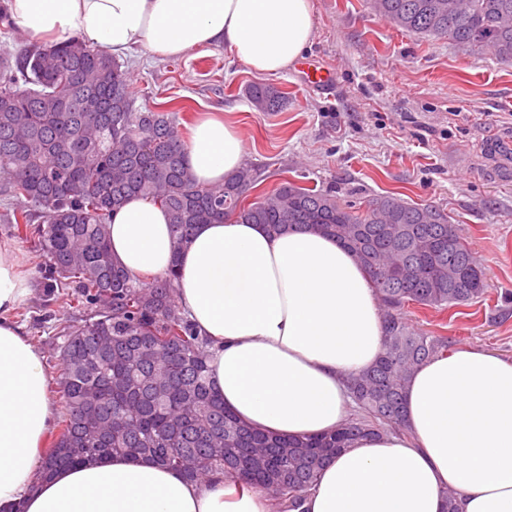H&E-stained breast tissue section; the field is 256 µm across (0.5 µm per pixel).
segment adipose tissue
Returning <instances> with one entry per match:
<instances>
[{"label": "adipose tissue", "instance_id": "obj_1", "mask_svg": "<svg viewBox=\"0 0 512 512\" xmlns=\"http://www.w3.org/2000/svg\"><path fill=\"white\" fill-rule=\"evenodd\" d=\"M15 28L37 41L77 37L120 57L169 58L221 45L261 75L293 64L314 38L311 0H10ZM191 171L218 184L244 164L232 123L191 129ZM113 260L134 276L178 264L177 302L209 343V376L224 404L283 437L336 430L347 380L378 359L384 325L366 273L332 237L269 232L236 218L198 225L175 250L169 216L134 198L112 213ZM19 251L0 243V512H271L239 482L107 456L39 478L54 420L42 357L13 314L31 296ZM406 433L367 434L323 468L302 512H512V362L456 350L432 358L405 392Z\"/></svg>", "mask_w": 512, "mask_h": 512}]
</instances>
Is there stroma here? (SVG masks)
<instances>
[{
    "label": "stroma",
    "mask_w": 512,
    "mask_h": 512,
    "mask_svg": "<svg viewBox=\"0 0 512 512\" xmlns=\"http://www.w3.org/2000/svg\"><path fill=\"white\" fill-rule=\"evenodd\" d=\"M313 42L306 58L332 70L333 85L316 91L292 69L252 73L221 46L160 59L147 51L121 58L139 110L175 112L183 131L202 115L235 124L246 165L257 169L258 191L288 181L335 191L359 207L393 195L448 215L481 265L482 298L448 310L411 309L413 329L452 339L453 349L490 351L512 361V165L485 147L512 136V62L445 38L401 32L371 0H312ZM259 83L285 98L261 112L247 89ZM12 201L0 196V241L17 247L32 294L15 313L58 374L56 324L79 322L87 308L42 305L48 258L18 238L6 221Z\"/></svg>",
    "instance_id": "1"
}]
</instances>
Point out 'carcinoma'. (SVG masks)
Segmentation results:
<instances>
[{
  "instance_id": "cac0c4a2",
  "label": "carcinoma",
  "mask_w": 512,
  "mask_h": 512,
  "mask_svg": "<svg viewBox=\"0 0 512 512\" xmlns=\"http://www.w3.org/2000/svg\"><path fill=\"white\" fill-rule=\"evenodd\" d=\"M373 0L394 26L512 60V0ZM261 112L276 111L273 88L250 86ZM0 195L16 201L14 234L49 258L45 302H81L79 325L59 324V412L40 448V476L119 455L195 479L223 473L267 493L275 512H295L324 465L365 432H403L408 380L452 341L412 329L405 309L446 310L484 294L486 282L448 214L380 196L356 211L333 191L284 183L244 204L257 172L243 167L217 185L194 179L175 113L140 112L125 73L80 39L0 50ZM132 198L170 215L175 249L199 224L236 216L331 236L368 275L384 311L382 352L348 380L353 416L331 433L283 438L238 419L210 385L207 343L176 302L174 254L168 273L138 279L111 255L112 210ZM46 220L35 222V211Z\"/></svg>"
}]
</instances>
